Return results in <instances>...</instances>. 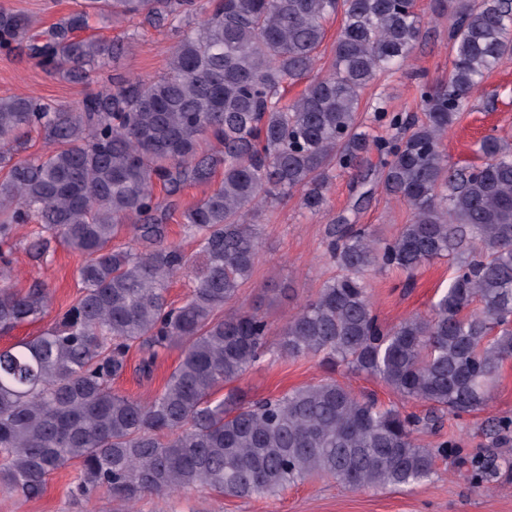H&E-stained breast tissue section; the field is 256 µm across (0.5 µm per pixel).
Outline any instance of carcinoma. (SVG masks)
<instances>
[{"label": "carcinoma", "mask_w": 512, "mask_h": 512, "mask_svg": "<svg viewBox=\"0 0 512 512\" xmlns=\"http://www.w3.org/2000/svg\"><path fill=\"white\" fill-rule=\"evenodd\" d=\"M428 8L450 23L448 85L420 89L424 119L414 122L375 100L373 121L395 134L372 143L361 131L362 93L423 39L412 0H80L41 29L0 5V52L21 51L70 82H93L135 44L89 33L93 17L179 33L159 77L119 80L74 107L0 97V334L41 319L50 303L43 283L12 281L17 225L34 223L27 251L38 263L54 242L83 257L79 297L40 335L0 348L1 481L35 498L77 461L79 499L103 491L134 504L198 488L248 498L314 475L353 489L420 484L437 457L457 450L448 440L434 452L417 436L483 407L512 360V149L488 135L481 163L452 167L442 140L486 74L512 59V0ZM337 16L331 68L313 77ZM307 77L284 101L286 86ZM31 131L47 149L17 156ZM373 148L384 156L378 185L409 206L410 223L390 239L357 224L363 194L332 220L326 253L340 274L270 349L259 309L224 313L253 273L255 212L298 193L302 209L322 214L333 171L369 181ZM188 183L211 186L182 213L194 259L167 242ZM127 233L132 246L113 248ZM439 258L452 261V275L431 311L382 325L364 274H412ZM189 273L193 289L175 307L169 285ZM173 348L179 362L153 395L112 390L131 350L149 376ZM270 352L376 377L403 405H380L331 377L263 400L235 390L215 398Z\"/></svg>", "instance_id": "cac0c4a2"}]
</instances>
